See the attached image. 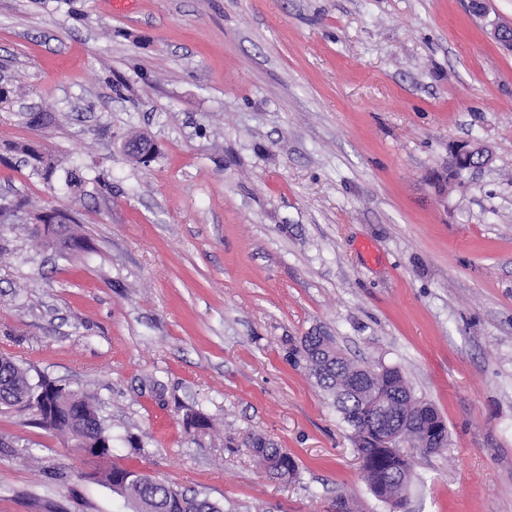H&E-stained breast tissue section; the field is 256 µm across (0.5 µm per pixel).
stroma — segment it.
Instances as JSON below:
<instances>
[{"label": "stroma", "mask_w": 512, "mask_h": 512, "mask_svg": "<svg viewBox=\"0 0 512 512\" xmlns=\"http://www.w3.org/2000/svg\"><path fill=\"white\" fill-rule=\"evenodd\" d=\"M487 8L0 0V195L72 213L86 238L71 257L0 226V354L97 393L116 462L225 512H333L340 494L389 512L300 351L320 330L445 420L447 448L412 459L408 512H512V52L489 35L512 0ZM133 135L149 163L126 155ZM460 141L494 160L449 184ZM17 143L57 162L52 181ZM191 409L210 434L185 433ZM249 433L297 479L225 447ZM92 469L0 409V512H124ZM257 463L272 479L283 482L297 478L299 466L293 456L270 438L262 434H250L242 441Z\"/></svg>", "instance_id": "35a3bbf8"}]
</instances>
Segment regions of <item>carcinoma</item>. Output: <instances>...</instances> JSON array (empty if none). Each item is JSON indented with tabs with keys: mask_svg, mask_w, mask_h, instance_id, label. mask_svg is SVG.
Returning <instances> with one entry per match:
<instances>
[{
	"mask_svg": "<svg viewBox=\"0 0 512 512\" xmlns=\"http://www.w3.org/2000/svg\"><path fill=\"white\" fill-rule=\"evenodd\" d=\"M14 149L32 155L38 162L34 173L50 180L56 167L50 160L31 154L25 144H15ZM23 223L31 240L37 245L57 246L77 253L84 249L83 236L78 231V220L61 210L36 207L28 199L0 201V224ZM312 377L323 390L331 405L339 413L351 432V439L362 459V479L370 493L390 506L407 495L410 483H397L396 475L415 479L410 459L400 448L383 443L380 431L371 419L377 399L393 390L396 383L409 390L400 370L396 367H368L344 355L339 363H326L336 356V344L323 341L315 334L301 340ZM53 389L56 411L53 416H39L42 426L61 436H72L83 448H98L95 455L99 464L95 476L99 482L112 488L122 497L129 512H224V506L201 492L188 493L173 485L157 480L154 476L133 467L109 461L112 433L100 414V400L87 391L70 390L43 378L34 383L28 371L11 358L0 356V407L20 411H35L33 405L40 401V393ZM422 428H438L437 436L448 446V428L437 409L420 403L416 409ZM187 433L201 436L211 428L208 417L199 410H191L183 417ZM242 444L272 479L283 482L298 476L299 466L293 456L277 443L262 434H250Z\"/></svg>",
	"mask_w": 512,
	"mask_h": 512,
	"instance_id": "carcinoma-1",
	"label": "carcinoma"
}]
</instances>
